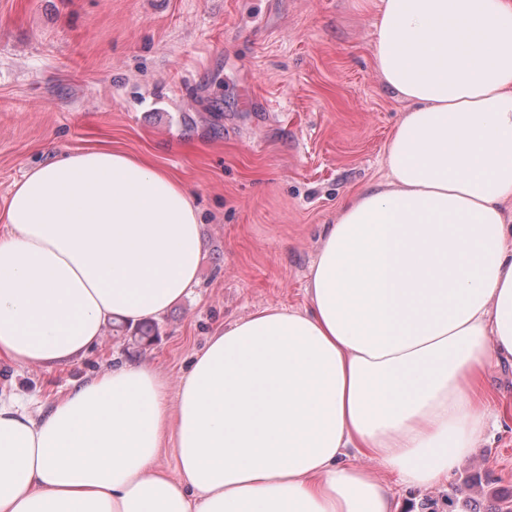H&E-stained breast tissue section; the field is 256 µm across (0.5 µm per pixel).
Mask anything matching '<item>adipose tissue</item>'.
I'll return each mask as SVG.
<instances>
[{"label": "adipose tissue", "instance_id": "adipose-tissue-1", "mask_svg": "<svg viewBox=\"0 0 512 512\" xmlns=\"http://www.w3.org/2000/svg\"><path fill=\"white\" fill-rule=\"evenodd\" d=\"M373 63L408 110L386 181L346 200L303 309L218 329L176 407L147 365L41 417L0 399V512H400L448 483L512 364V0H376ZM183 184L100 143L32 166L0 230V360L56 367L199 282ZM172 445L181 478L153 461Z\"/></svg>", "mask_w": 512, "mask_h": 512}]
</instances>
